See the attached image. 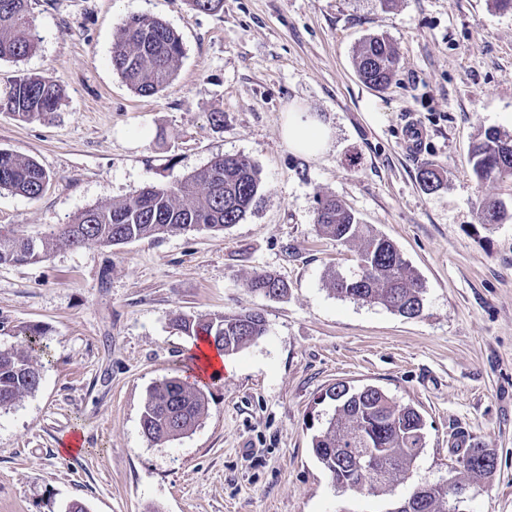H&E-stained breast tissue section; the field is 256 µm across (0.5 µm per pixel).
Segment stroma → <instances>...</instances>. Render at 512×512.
I'll return each mask as SVG.
<instances>
[{
	"instance_id": "stroma-1",
	"label": "stroma",
	"mask_w": 512,
	"mask_h": 512,
	"mask_svg": "<svg viewBox=\"0 0 512 512\" xmlns=\"http://www.w3.org/2000/svg\"><path fill=\"white\" fill-rule=\"evenodd\" d=\"M37 52L0 60V92L30 73L59 84L43 121L0 112V150L49 174L36 200L0 190V231L44 238L40 262L0 265V348L19 328L47 330L39 389L0 410V512H389L424 482L448 479L451 440L491 449L489 479L450 496L460 512H512V180L477 184L472 140L512 135V11L491 0H30ZM181 36L169 87L136 95L112 68L128 16ZM386 36L399 64L381 90L355 56ZM300 103L332 130L321 155L291 152L280 127ZM221 122H213V113ZM425 138L406 151V130ZM250 160L262 199L224 230L163 234L112 247L65 245L80 212L149 185H175L217 156ZM444 168L428 192L422 168ZM342 200L394 241L425 289L420 316L338 297L332 272L356 270L358 248L319 234L318 197ZM501 223L480 224V199ZM257 274L284 280L269 300ZM261 311L267 333L228 356L208 382L207 411L189 433L150 441V386L182 373L180 316ZM382 388L422 414L427 446L394 495L343 491L311 450L338 381ZM83 435L85 451L59 453ZM246 288L251 293L263 296L269 299H278L287 293V284L278 277L257 274L246 284Z\"/></svg>"
}]
</instances>
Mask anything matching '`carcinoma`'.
<instances>
[{"label": "carcinoma", "instance_id": "1", "mask_svg": "<svg viewBox=\"0 0 512 512\" xmlns=\"http://www.w3.org/2000/svg\"><path fill=\"white\" fill-rule=\"evenodd\" d=\"M38 41L28 0H0V59H23L36 50ZM182 55L181 38L165 22L132 15L117 32L111 62L135 93L152 96L171 84ZM397 65L395 47L382 36L369 38L356 56L361 81L375 89L388 85ZM61 99L58 85L22 76L0 94V112L21 121L41 120L57 111ZM471 164L480 185L511 180L512 136L484 131L473 144ZM49 180L34 159L0 150V189L36 200ZM419 181L425 190L434 191L442 184L443 171L427 167ZM260 197L256 166L242 158L221 156L176 186H155L123 202L84 210L60 230L58 239L71 247L88 242L111 247L161 234L222 231L243 220ZM504 216L501 202L480 200V223L498 224ZM314 223L325 236L360 242L358 270L330 277L337 296L379 305L406 318L422 313V283L392 240L360 223L334 196L317 197ZM47 248L45 240L34 236L0 235V265L38 262L46 257ZM246 288L269 299H278L288 290L283 280L267 274L255 275ZM175 323L185 335L206 339L224 355L239 352L267 332L264 315L253 310L178 318ZM18 335L27 350L0 349L1 409L38 390L42 380L30 353L45 352L46 331L29 325L19 329ZM325 398L332 412L312 436L311 448L336 487L378 495L392 491L414 472L427 445L425 422L415 406L396 400L380 387L346 381L329 387ZM206 410L202 388L179 376L166 377L148 392L142 430L152 441L164 443L191 431ZM463 460L462 472L475 484L491 477L497 466L495 453L487 448H468L457 456V461ZM450 486L464 490L453 477L415 487L411 493L415 512H447Z\"/></svg>", "mask_w": 512, "mask_h": 512}]
</instances>
